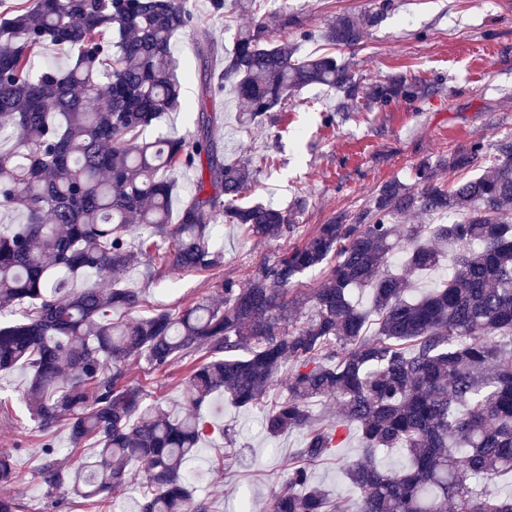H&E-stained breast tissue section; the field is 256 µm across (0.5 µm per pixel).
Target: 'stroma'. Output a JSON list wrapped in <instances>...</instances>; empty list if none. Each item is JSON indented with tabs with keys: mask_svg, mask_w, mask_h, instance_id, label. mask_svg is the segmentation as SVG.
Wrapping results in <instances>:
<instances>
[{
	"mask_svg": "<svg viewBox=\"0 0 512 512\" xmlns=\"http://www.w3.org/2000/svg\"><path fill=\"white\" fill-rule=\"evenodd\" d=\"M268 17L275 42L298 46L301 54H322L319 31L341 13H380L361 44L339 50L364 82L397 75L432 84L433 92L415 102L373 105L360 112L336 109V93L313 85L268 113L261 125L241 123V107L231 92L203 96L206 81L222 72L231 57L237 31L252 21L235 6L224 14L210 10V0H184L196 31L172 40L177 75L188 101L166 114L145 138L195 131L198 112L217 113L214 140L228 156L252 160L257 168L251 197L285 208L296 196L307 198L299 229L285 240H254L236 224H218L214 244L221 264L205 273L160 270L149 273L139 263L126 274L150 306L177 310L211 295L216 284H244L260 265L270 264L285 248L301 244L319 225L369 208L377 188L398 178L413 183L422 160L438 162L473 143L492 145L512 138V0H257ZM295 18L290 27L280 17ZM191 360L154 371L145 361L131 363L129 376L146 386L154 402L179 412L184 405ZM26 370L0 372V453L12 455L21 476L10 489L20 512H88L81 499L48 495L35 476V454L43 435L25 410ZM216 431L186 462L195 473L198 498L211 512H270L273 494L288 479V462L302 442L301 433L267 438L257 411L214 398L204 409ZM236 451V464L217 474L213 465L225 449ZM359 437L350 434L334 458L313 466L317 482L336 498V512H357L358 495L346 483L338 459L359 456Z\"/></svg>",
	"mask_w": 512,
	"mask_h": 512,
	"instance_id": "1",
	"label": "stroma"
}]
</instances>
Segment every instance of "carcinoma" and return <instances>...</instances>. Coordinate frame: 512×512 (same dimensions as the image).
I'll use <instances>...</instances> for the list:
<instances>
[{
	"instance_id": "carcinoma-1",
	"label": "carcinoma",
	"mask_w": 512,
	"mask_h": 512,
	"mask_svg": "<svg viewBox=\"0 0 512 512\" xmlns=\"http://www.w3.org/2000/svg\"><path fill=\"white\" fill-rule=\"evenodd\" d=\"M377 19L340 14L319 38L351 48ZM192 27L183 0H22L0 20V135L17 131L0 147V209L24 216L0 228V312L20 313L0 320V371L27 367L25 405L40 430L64 424L74 452L92 449L71 468L45 442L40 483L103 512L141 474V512H209L182 471L206 436L202 405L228 393L240 408L264 409L269 437L304 433L271 512H335L311 466L353 429L362 453L337 463L359 512H512V494L486 489L512 479V138L419 162L418 186L385 182L352 222L320 225L243 286L221 283L178 312L134 317L146 300L125 274L138 259L208 271L223 259L213 246L218 218L248 237L286 239L307 205L304 196L286 209L244 201L254 169L224 156L211 112L198 113L194 136L143 139L182 105L171 42ZM266 29L263 16L240 29L218 76L243 103L245 122L311 85L336 90L347 112L360 98L388 106L429 95L404 78L365 86L335 55H300L271 43ZM48 42L75 49L74 63L32 69ZM481 162V174L450 185L439 174ZM181 169L199 176L174 223L168 173ZM417 213L453 222L401 223ZM397 253L404 260L393 272ZM450 254L448 281L411 297L413 278ZM312 269L320 284L288 299ZM362 288L368 309L354 300ZM301 302L311 311L294 323ZM192 357L178 414L144 404V386L128 378L134 360L163 370ZM284 369L286 395L269 405ZM322 399L336 403L333 425L313 421L311 403ZM395 448L407 465L378 466L377 452ZM19 480L12 457L0 455V486Z\"/></svg>"
}]
</instances>
